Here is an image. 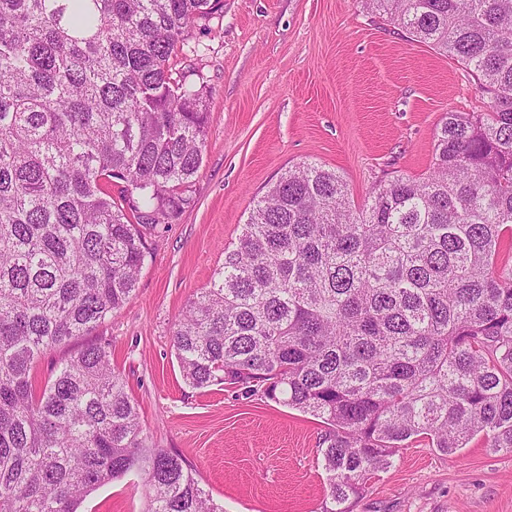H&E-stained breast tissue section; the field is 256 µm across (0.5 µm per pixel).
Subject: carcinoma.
Returning <instances> with one entry per match:
<instances>
[{"label": "carcinoma", "mask_w": 512, "mask_h": 512, "mask_svg": "<svg viewBox=\"0 0 512 512\" xmlns=\"http://www.w3.org/2000/svg\"><path fill=\"white\" fill-rule=\"evenodd\" d=\"M360 2L455 58L489 110L446 113L429 173L358 207L334 169L285 171L172 334L189 387L260 390L326 424L321 512H352L413 440L512 450V0ZM222 7L0 0V512H78L131 472L145 512H223L148 446L104 347L33 380L130 300L144 230L187 203L209 116L172 63Z\"/></svg>", "instance_id": "obj_1"}]
</instances>
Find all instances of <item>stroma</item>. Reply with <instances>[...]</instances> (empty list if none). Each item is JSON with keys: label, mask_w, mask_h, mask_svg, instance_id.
Returning a JSON list of instances; mask_svg holds the SVG:
<instances>
[{"label": "stroma", "mask_w": 512, "mask_h": 512, "mask_svg": "<svg viewBox=\"0 0 512 512\" xmlns=\"http://www.w3.org/2000/svg\"><path fill=\"white\" fill-rule=\"evenodd\" d=\"M175 72L205 86L209 112L190 202L148 234L137 291L91 334L137 403L150 446L182 455L224 512H320L328 492L320 419L232 386L196 390L172 333L209 286L256 196L288 168L342 175L354 204L398 175L424 176L435 128L486 97L456 60L412 41L356 0H224L199 21ZM143 478L107 484L78 512H144ZM352 512H512V450L484 435L444 455L399 449Z\"/></svg>", "instance_id": "1"}]
</instances>
